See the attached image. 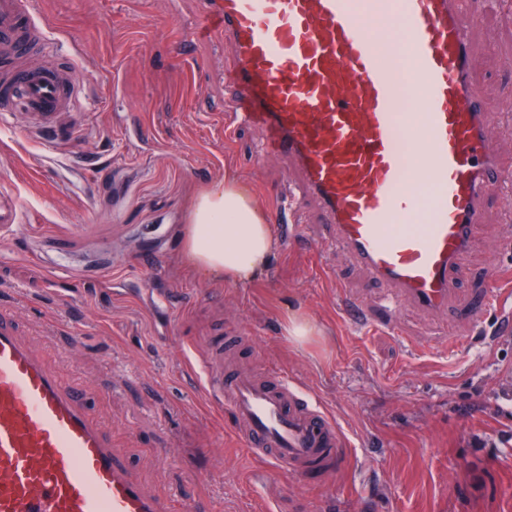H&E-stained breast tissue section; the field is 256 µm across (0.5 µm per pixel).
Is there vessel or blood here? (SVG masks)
I'll return each instance as SVG.
<instances>
[{
	"instance_id": "b4317fda",
	"label": "vessel or blood",
	"mask_w": 512,
	"mask_h": 512,
	"mask_svg": "<svg viewBox=\"0 0 512 512\" xmlns=\"http://www.w3.org/2000/svg\"><path fill=\"white\" fill-rule=\"evenodd\" d=\"M213 3V29L237 48L233 110L265 130L262 155L288 163L291 201H315L336 247L393 297L447 310L491 189L512 198V169L489 146L493 111L472 79L470 29L498 0ZM38 14V0H0V112L26 113L42 135L76 111L80 90L66 71L16 68L50 45ZM366 14L397 15L403 29H371ZM403 93L419 95L420 111H404ZM423 183L426 204L415 191ZM511 302L512 279L496 276L486 305ZM224 353V343L208 345L202 386L255 458L301 475L340 454L344 433L316 401L278 372L227 375ZM0 512H169L9 312L0 314Z\"/></svg>"
}]
</instances>
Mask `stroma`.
<instances>
[{
    "label": "stroma",
    "mask_w": 512,
    "mask_h": 512,
    "mask_svg": "<svg viewBox=\"0 0 512 512\" xmlns=\"http://www.w3.org/2000/svg\"><path fill=\"white\" fill-rule=\"evenodd\" d=\"M205 0H41L52 55L84 91L75 141L46 145L23 114L0 126V193L20 211L0 236V310L56 359L112 432L135 478L171 512H512V325L460 321L392 300L320 240L312 201L287 221L246 284L197 275L180 235L199 190L232 172L274 214L288 168L256 163L264 131L224 107L231 43L203 22ZM475 80L497 112L490 146L512 161V0L472 28ZM512 267V224L492 200L460 274L469 310ZM357 303L371 326L349 322ZM83 329L69 355L57 313ZM313 326L295 340L289 314ZM240 337L236 362L288 374L342 428L348 446L301 476L252 458L212 411L187 356ZM460 349L448 353L449 337Z\"/></svg>",
    "instance_id": "1"
}]
</instances>
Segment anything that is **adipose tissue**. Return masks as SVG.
Listing matches in <instances>:
<instances>
[{"label":"adipose tissue","instance_id":"obj_1","mask_svg":"<svg viewBox=\"0 0 512 512\" xmlns=\"http://www.w3.org/2000/svg\"><path fill=\"white\" fill-rule=\"evenodd\" d=\"M181 239L193 271L227 283L256 279L276 248L263 207L242 181L230 176L199 193Z\"/></svg>","mask_w":512,"mask_h":512}]
</instances>
